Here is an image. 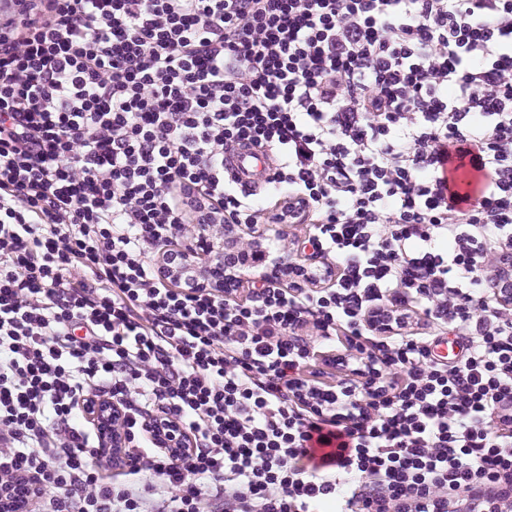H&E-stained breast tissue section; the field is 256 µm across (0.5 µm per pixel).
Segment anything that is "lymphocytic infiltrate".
I'll use <instances>...</instances> for the list:
<instances>
[{
    "mask_svg": "<svg viewBox=\"0 0 512 512\" xmlns=\"http://www.w3.org/2000/svg\"><path fill=\"white\" fill-rule=\"evenodd\" d=\"M212 215L287 280L170 279ZM509 251L512 0H0V506L512 512ZM229 172L240 181L248 184H260L268 174V159L260 152L238 149L227 156L225 162ZM117 409L119 412L113 410L112 403L97 404L92 413V417L101 429L102 434L105 433L103 443L107 446L106 448H109L111 445L112 448H119L124 441L118 432H112V420L120 419L122 416L121 410Z\"/></svg>",
    "mask_w": 512,
    "mask_h": 512,
    "instance_id": "1",
    "label": "lymphocytic infiltrate"
}]
</instances>
